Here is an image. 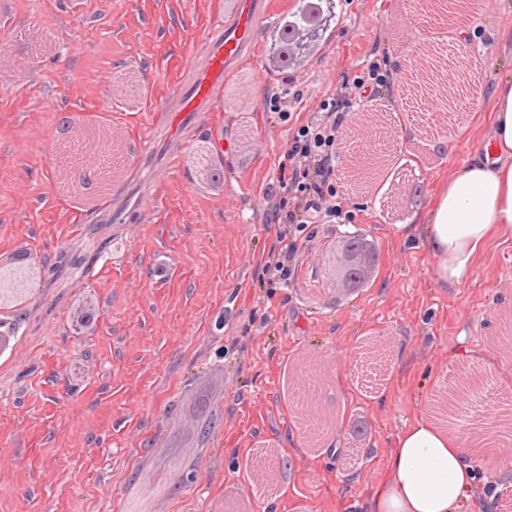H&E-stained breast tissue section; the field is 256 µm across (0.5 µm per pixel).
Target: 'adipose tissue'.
<instances>
[{
	"label": "adipose tissue",
	"instance_id": "obj_1",
	"mask_svg": "<svg viewBox=\"0 0 512 512\" xmlns=\"http://www.w3.org/2000/svg\"><path fill=\"white\" fill-rule=\"evenodd\" d=\"M481 140L483 149L434 191L426 215L427 248L446 283L469 280L496 230L512 224V81L494 85ZM477 461L463 438L420 417L397 439L377 512H457Z\"/></svg>",
	"mask_w": 512,
	"mask_h": 512
}]
</instances>
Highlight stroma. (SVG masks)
<instances>
[{
	"label": "stroma",
	"instance_id": "1",
	"mask_svg": "<svg viewBox=\"0 0 512 512\" xmlns=\"http://www.w3.org/2000/svg\"><path fill=\"white\" fill-rule=\"evenodd\" d=\"M469 2L483 61L460 110L385 90L362 131L361 108L348 109L350 149L378 158L379 178L349 194L351 224L316 225L274 287L265 188L288 125L255 100L295 86L292 110L307 118L372 52L405 74L416 46L451 39L437 6L339 0L326 46L297 70L269 64L259 27L175 162L157 111L230 0H0V276L23 279L0 294V512H376L398 436L448 370L478 368L512 391V226L456 286L438 278L423 233L397 236L412 208L390 207L407 177L428 203L477 149L495 82L512 77V0ZM67 116L111 137L104 186L131 223H104L70 189L77 167L57 133ZM130 166L140 179L121 180ZM346 231L372 240L379 264L341 296L328 258ZM366 342L380 370L367 386L354 379ZM202 401L213 423L201 441ZM263 453L286 461L270 490L253 478Z\"/></svg>",
	"mask_w": 512,
	"mask_h": 512
}]
</instances>
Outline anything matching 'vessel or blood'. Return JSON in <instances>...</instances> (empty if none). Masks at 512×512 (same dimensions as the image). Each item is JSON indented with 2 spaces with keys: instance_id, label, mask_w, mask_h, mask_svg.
Returning <instances> with one entry per match:
<instances>
[{
  "instance_id": "b4317fda",
  "label": "vessel or blood",
  "mask_w": 512,
  "mask_h": 512,
  "mask_svg": "<svg viewBox=\"0 0 512 512\" xmlns=\"http://www.w3.org/2000/svg\"><path fill=\"white\" fill-rule=\"evenodd\" d=\"M264 19L257 0H236L232 20L216 19L200 36L197 49L187 59L186 70L192 75L188 89L162 108L161 116L169 121L177 114L210 111L222 95L230 66L250 51Z\"/></svg>"
}]
</instances>
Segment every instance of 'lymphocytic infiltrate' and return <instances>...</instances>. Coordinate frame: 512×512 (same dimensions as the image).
<instances>
[{
    "mask_svg": "<svg viewBox=\"0 0 512 512\" xmlns=\"http://www.w3.org/2000/svg\"><path fill=\"white\" fill-rule=\"evenodd\" d=\"M398 81L387 59L372 53L359 70L343 76L310 118L295 117L287 89L268 92L255 101V110L278 113L288 124V146L278 161V176L267 186L268 195L276 199L267 221L278 228V246L268 252L263 264L270 284L287 281L295 271L300 244L311 238V225L351 221L350 212L342 206L344 186L336 172L342 114L353 101L368 106L375 92Z\"/></svg>",
    "mask_w": 512,
    "mask_h": 512,
    "instance_id": "f902f5d3",
    "label": "lymphocytic infiltrate"
}]
</instances>
